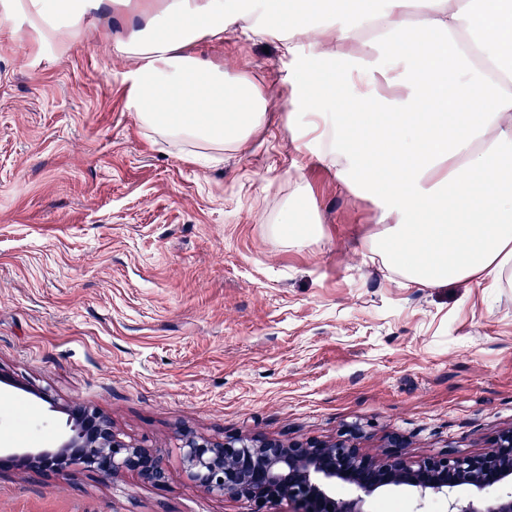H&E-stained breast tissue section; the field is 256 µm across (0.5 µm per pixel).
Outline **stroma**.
Listing matches in <instances>:
<instances>
[{
	"mask_svg": "<svg viewBox=\"0 0 512 512\" xmlns=\"http://www.w3.org/2000/svg\"><path fill=\"white\" fill-rule=\"evenodd\" d=\"M26 0H0V447L52 448L64 406L112 420L162 459L131 471L0 469V512H251L187 477L178 434L331 440L388 436L417 460L485 451L512 426V283L404 286L361 242L378 209L294 141L283 118L298 59L225 34L193 52L249 73L267 124L202 165L125 106L135 62L112 50L130 13L43 41ZM323 234L273 236L295 189Z\"/></svg>",
	"mask_w": 512,
	"mask_h": 512,
	"instance_id": "1",
	"label": "stroma"
}]
</instances>
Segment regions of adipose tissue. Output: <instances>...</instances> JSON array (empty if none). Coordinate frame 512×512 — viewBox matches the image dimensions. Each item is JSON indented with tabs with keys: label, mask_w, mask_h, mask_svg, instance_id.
<instances>
[{
	"label": "adipose tissue",
	"mask_w": 512,
	"mask_h": 512,
	"mask_svg": "<svg viewBox=\"0 0 512 512\" xmlns=\"http://www.w3.org/2000/svg\"><path fill=\"white\" fill-rule=\"evenodd\" d=\"M104 0H28L50 36H74ZM143 23L115 53L137 65L124 77L126 108L161 138L214 154L241 150L267 121L255 80L226 76L191 54L201 38L275 40L283 53L307 49L285 118L322 161L370 186L380 230L363 247L406 284L439 286L512 273V0H314L319 23L289 0H139ZM375 31L382 51L349 49ZM399 69V93L380 95L379 76ZM356 89L346 111L323 99ZM304 246L322 235L314 214L286 205L273 227Z\"/></svg>",
	"instance_id": "obj_1"
}]
</instances>
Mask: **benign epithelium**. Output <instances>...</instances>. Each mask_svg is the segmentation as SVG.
I'll use <instances>...</instances> for the list:
<instances>
[{
  "mask_svg": "<svg viewBox=\"0 0 512 512\" xmlns=\"http://www.w3.org/2000/svg\"><path fill=\"white\" fill-rule=\"evenodd\" d=\"M69 432L56 448L0 454V467L51 471L65 478L74 467L112 476L133 471L153 485L166 482V470L150 449L121 439L109 416L82 404L65 407ZM187 477L204 491L270 512L288 500L295 512H370V501L396 488L412 492L418 505L445 501V512H512V426L500 431L489 450L473 456L448 451L412 461L406 441L392 435L378 458L360 452L354 438L288 442L248 436L213 439L179 433ZM351 494L336 496V486Z\"/></svg>",
  "mask_w": 512,
  "mask_h": 512,
  "instance_id": "7a95c632",
  "label": "benign epithelium"
}]
</instances>
